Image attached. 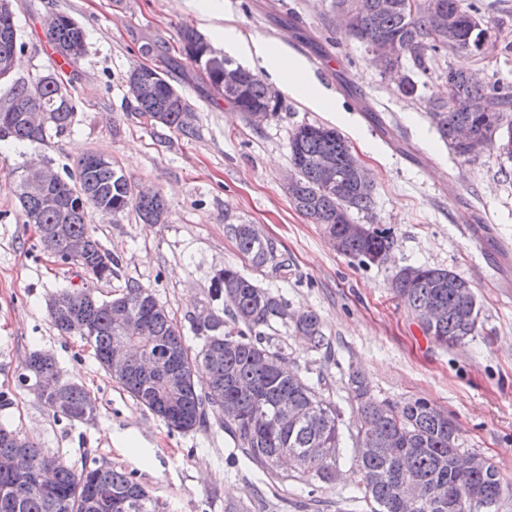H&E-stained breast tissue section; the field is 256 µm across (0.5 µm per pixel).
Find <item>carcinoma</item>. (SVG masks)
<instances>
[{
    "instance_id": "obj_1",
    "label": "carcinoma",
    "mask_w": 512,
    "mask_h": 512,
    "mask_svg": "<svg viewBox=\"0 0 512 512\" xmlns=\"http://www.w3.org/2000/svg\"><path fill=\"white\" fill-rule=\"evenodd\" d=\"M362 17L361 28L345 36L363 45L379 38L398 42L399 55L394 64L408 56L420 68L448 48V39L436 35V19L419 12L407 17L390 8L383 18L377 17L380 0H354ZM448 14L455 16L457 41L454 47L466 49L471 32L470 19L478 15L479 8L472 3L465 8L461 0H442ZM49 40L65 57L76 61L85 53L83 29L64 13L52 14L44 22ZM178 40H186L195 47V54L186 58L197 65L202 80L214 87L224 80V71L211 69L206 64L210 44L192 26L184 25L178 31ZM17 38L0 35V63H13ZM224 63L238 71L237 84L221 94L239 111L246 114L263 108L272 117L282 111L284 103L270 102L266 97L267 82L229 58ZM158 88L154 95L143 97L139 85L153 76ZM439 78L454 86V94L444 98L437 95L430 100V118L440 135L459 157L462 151L451 140V131L457 125L471 124L480 135L493 131L482 127L480 120L468 109V100L483 97L487 100L492 117L504 121L512 111V88L497 83L473 85L467 72L452 68L440 73ZM69 82L51 72L34 81L12 80L8 85L7 101L0 106V140L15 143H42L71 128L77 107L68 92ZM128 91L133 111L155 126V117L165 115L163 126L183 134L194 132L195 114L179 90L171 83L168 72L142 71L134 66L127 76ZM42 112L48 123L38 132L29 128L23 115ZM346 140L334 128L303 124L289 138L291 165L298 168V181L291 203L311 223L322 226L323 231L334 232L344 218L355 211H364L371 205V193L358 189L352 166V153L344 148ZM323 153L336 155V179L328 182L319 167ZM92 154L80 158L68 179L55 182L53 190L66 197L75 185H87L92 195L81 207L60 205L48 207L41 198L18 193L19 203L30 223L31 215L38 216L46 234L39 236L43 250L54 251L60 261L67 262L65 242L80 239L87 248L75 262L90 276L87 288H63L54 296L49 314L55 329L64 336H81L94 351L99 365L109 371L106 353L111 343L119 340L134 341L151 357L180 356L182 380L178 389L169 387L160 376L139 374L111 375L123 390L143 409L163 420L169 429L188 432L206 422L207 409L222 415L221 427L240 441L244 458L259 470L286 481L288 475L277 471L284 459L295 463L294 478L323 484L334 482L333 469L339 463L346 440L352 448H363L353 455L360 474L353 488L354 498L372 504L371 512H403L398 499L401 476L408 470L419 477L426 491V501L416 512H448V496L457 490H476L481 500L500 499V490L512 486L501 479H493L488 470L479 467L470 472H458L453 460L458 449L450 439L453 419L425 399L410 400L396 406L379 400L371 394L365 377L359 372L349 375L351 403L356 406L359 427L355 433H345L343 410L331 396L326 377L318 375L309 382L301 377L291 378L288 370L274 371L268 361L272 357L283 359L282 347L269 336L267 329L282 322L293 327L311 348L320 350L327 345V337L318 315L307 310L299 320L289 317L288 305L280 297L259 286L239 268L228 265L211 280L208 295L215 299L232 298V307L214 312L212 323H190V331L201 340V348L192 352L183 333L174 324L169 313L150 289L129 281L118 296L106 300L95 294V285L110 282L116 276L117 260L109 257L87 224L88 209L103 207L107 217L116 223L130 209H135L147 224H157L167 218L168 205L161 193L148 199L141 198L120 169L107 165L94 166ZM231 234L240 253L257 268L271 265L276 270L288 267L277 254L275 243L261 235L252 224H233ZM393 246L391 233L379 227L363 238L346 242L342 254L361 263L382 264ZM412 276H407V273ZM401 269L393 279V288L400 300L416 318L434 304L444 309V319L435 325H422L426 335L443 346H454L473 335L478 317L463 323L457 310L464 302L462 288H472L470 282L458 274L440 268L413 267ZM130 307L137 328L124 334L111 323L105 308L107 303ZM219 346L224 350L220 360H209V349ZM57 370L54 358L40 351L32 352L24 361L19 383L35 378L42 371ZM40 401L56 417L82 422L96 415V407L87 390L74 382L64 381L56 392L40 397ZM288 402L299 408L297 422L285 429L275 422L278 406ZM234 406L236 413L225 415L224 405ZM265 414L268 424L257 426V417ZM15 429L0 425V512H96L88 506L97 489L112 493L120 502L135 493L138 500L129 502L124 510L116 512H163L164 503L153 497L136 479L133 472L109 466H95L76 471L59 456H50L32 442L25 443L24 451L40 468L55 472L53 490L42 492L28 480L12 472L8 460L15 451L5 436ZM309 448H330L331 456L324 458L310 454Z\"/></svg>"
}]
</instances>
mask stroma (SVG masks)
<instances>
[{"mask_svg":"<svg viewBox=\"0 0 512 512\" xmlns=\"http://www.w3.org/2000/svg\"><path fill=\"white\" fill-rule=\"evenodd\" d=\"M493 2L484 16L490 32L484 54L448 49L430 73L405 61L416 83L407 96L399 77L381 71L364 46L339 30L336 0H224L225 17L246 39L323 63V72L309 77L330 108L316 111L288 94L281 112L254 126L182 57L169 77L196 114L195 133L186 136L147 125L126 107L132 66L163 63L142 56L141 45L173 52L182 25L204 30L180 0H13L19 36L13 78L31 81L54 65L43 26L49 14L78 22L87 52L60 70L80 105L70 131L42 144L0 141V423L75 468L97 463L135 473L166 512H225L231 505L239 512H369L350 498V457L341 459L339 478L315 492L230 463L236 445L216 419L187 433L169 431L112 381L80 337L58 334L49 300L80 286L85 275L44 252L34 225L24 221L16 188L30 157L63 175L93 152L109 157L135 187L160 191L169 205L163 224L143 223L132 210L116 223L90 214L95 237L119 261L117 278L99 283L101 297L136 281L186 329L188 315L207 306L215 273L237 266L291 311L319 315L330 353L312 351L285 326L273 325L270 333L289 369L310 380L325 371L347 422L355 420L348 374L358 371L378 398H423L448 412L460 427L459 448L488 458L512 485V158L457 157L427 110L428 99L443 90L437 72L448 67L512 86V0ZM305 123L336 128L371 171L372 205L355 219L391 230L395 247L385 264L337 253L322 227L284 193L289 136ZM241 223L275 241L286 270L256 269L243 258L229 233ZM406 266L447 269L471 282L480 306L473 338L446 347L426 336L392 292L395 274ZM35 350L55 357L62 380L85 386L98 408L95 419L56 418L19 386L22 361Z\"/></svg>","mask_w":512,"mask_h":512,"instance_id":"stroma-1","label":"stroma"}]
</instances>
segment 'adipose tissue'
Listing matches in <instances>:
<instances>
[{
  "label": "adipose tissue",
  "instance_id": "ef3b65f1",
  "mask_svg": "<svg viewBox=\"0 0 512 512\" xmlns=\"http://www.w3.org/2000/svg\"><path fill=\"white\" fill-rule=\"evenodd\" d=\"M215 41L225 51L259 61L266 70L284 78L289 92L308 107L322 110L326 107L320 88L309 78L303 64L285 61L283 55L261 41H246L231 25H218L214 29Z\"/></svg>",
  "mask_w": 512,
  "mask_h": 512
}]
</instances>
